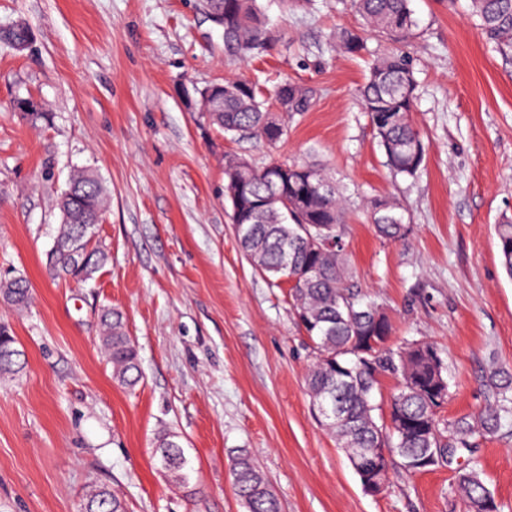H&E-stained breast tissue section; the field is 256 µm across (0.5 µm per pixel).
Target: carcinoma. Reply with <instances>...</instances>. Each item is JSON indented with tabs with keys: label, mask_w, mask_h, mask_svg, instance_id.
<instances>
[{
	"label": "carcinoma",
	"mask_w": 512,
	"mask_h": 512,
	"mask_svg": "<svg viewBox=\"0 0 512 512\" xmlns=\"http://www.w3.org/2000/svg\"><path fill=\"white\" fill-rule=\"evenodd\" d=\"M209 11L224 12V49L245 61L267 49L272 34L259 0H203ZM363 25L399 39L412 35L417 20L410 0H350ZM473 15L497 50L512 57V0H471ZM32 38L22 24L0 29V43ZM336 45L345 53L364 49L362 33L343 30ZM417 80L410 57L396 51L373 60L360 87L361 108L367 113L386 166L394 175L415 177L426 148L413 126L411 112L417 98ZM201 118L226 134L259 140L273 149L288 137L290 112L309 110L307 91L285 82L266 99L244 78L210 85L198 98ZM13 110L31 124L47 119L42 102L17 98ZM224 156L226 197L231 219L243 225L238 234L242 251L276 285L292 278L289 296L298 327L308 340L310 364L305 383L314 413L336 439L346 456L363 450L371 457L382 486L389 483L394 465L408 473L449 466L471 451L473 441L498 433L502 420L512 415V382L489 380L501 396L473 419L447 424L440 417L449 386L443 359L428 343L388 344L389 320L374 302L365 300L361 283L349 272L344 256L342 224L346 200L333 178L307 163L272 161L262 168L248 165L240 174ZM108 203L106 188L91 169L74 170L58 197L60 226L56 244L82 245L81 252L56 249L49 264L64 278L85 282L107 260L100 242H91ZM372 223L388 241L403 239L409 229L406 208L387 197L370 201ZM502 264L512 278V220L494 225ZM0 298L24 307L30 288L23 278L0 280ZM101 345L112 364V379L124 388L141 377L139 356L123 313L107 309L100 319ZM9 328L0 325V377L20 369L21 351ZM391 377L397 388L391 396L389 424L376 421L373 397L380 379ZM388 448L398 458L374 452ZM162 468L179 485L190 484L192 468L176 435L162 432L157 439ZM479 461L467 459L457 472L456 486L468 512H485L494 499L481 477ZM235 494L246 512H281L280 503L260 470L247 454L233 459ZM81 507L90 512H127L124 500L105 486H93Z\"/></svg>",
	"instance_id": "obj_1"
}]
</instances>
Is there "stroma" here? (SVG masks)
Wrapping results in <instances>:
<instances>
[{"label": "stroma", "instance_id": "35a3bbf8", "mask_svg": "<svg viewBox=\"0 0 512 512\" xmlns=\"http://www.w3.org/2000/svg\"><path fill=\"white\" fill-rule=\"evenodd\" d=\"M274 44L242 61L200 0H0V25L22 23L33 45L0 44V278L32 290L0 322L24 352L0 378V512H79L90 484L115 490L127 512H245L231 460L249 452L283 512H467L453 469L393 468L365 492L314 416L309 350L287 286L239 247L224 158L270 159L330 172L347 200L344 255L367 298L386 312L390 345L430 342L449 382L441 415L480 413L490 375L512 379V278L495 224L512 218V59L471 15L470 0H411L418 20L400 41L366 33L357 55L336 35L358 25L346 0L285 8L261 0ZM399 48L419 83L411 114L426 144L413 178L385 165L357 90L372 55ZM229 77L309 92L276 150L231 139L177 93ZM34 96L38 126L12 112ZM95 170L110 204L97 227L108 253L93 279L53 276L56 200L72 168ZM402 203L405 239L382 241L368 204ZM121 310L141 360L134 390L112 380L99 350L104 308ZM174 432L193 468L176 488L155 438ZM500 512H512V419L473 450Z\"/></svg>", "mask_w": 512, "mask_h": 512}]
</instances>
